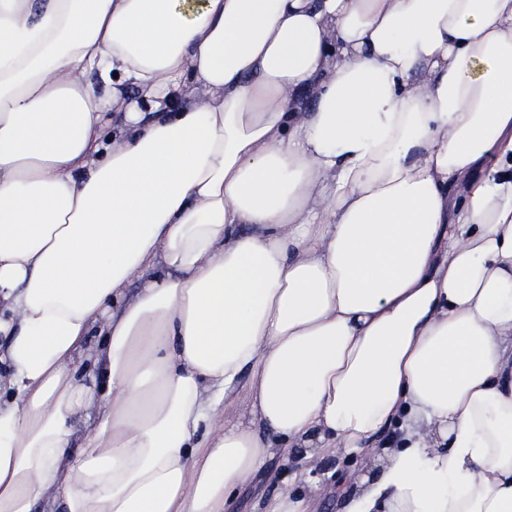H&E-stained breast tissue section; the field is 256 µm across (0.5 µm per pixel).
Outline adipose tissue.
Instances as JSON below:
<instances>
[{"label":"adipose tissue","instance_id":"adipose-tissue-1","mask_svg":"<svg viewBox=\"0 0 512 512\" xmlns=\"http://www.w3.org/2000/svg\"><path fill=\"white\" fill-rule=\"evenodd\" d=\"M283 446L512 512V0H0V512H224Z\"/></svg>","mask_w":512,"mask_h":512}]
</instances>
